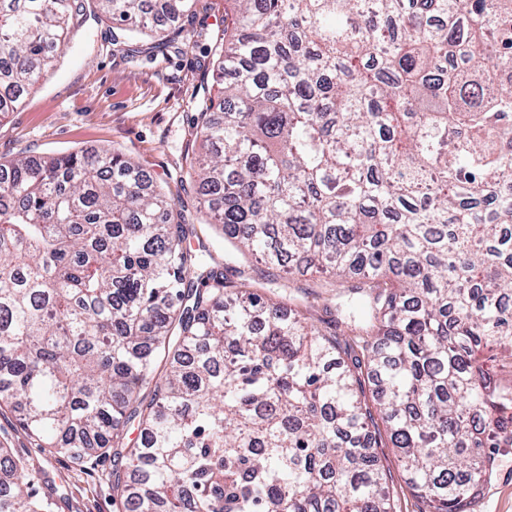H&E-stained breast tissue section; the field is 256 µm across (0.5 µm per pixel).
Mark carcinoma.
I'll return each instance as SVG.
<instances>
[{
	"label": "carcinoma",
	"mask_w": 512,
	"mask_h": 512,
	"mask_svg": "<svg viewBox=\"0 0 512 512\" xmlns=\"http://www.w3.org/2000/svg\"><path fill=\"white\" fill-rule=\"evenodd\" d=\"M198 112L227 258L333 282L341 349L273 278L232 281L118 149L0 164V400L38 448H125L119 512H470L512 439V0H229ZM131 35L194 0H96ZM73 0H0V117ZM169 371L158 376V355ZM154 384L152 395H140ZM142 435L132 445L125 427ZM0 448V512H53ZM377 451L392 476L396 510L399 512H420L422 504L413 496L411 490L404 483L395 449L390 445L389 447L377 448Z\"/></svg>",
	"instance_id": "cac0c4a2"
}]
</instances>
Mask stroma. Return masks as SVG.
<instances>
[{
	"label": "stroma",
	"instance_id": "obj_1",
	"mask_svg": "<svg viewBox=\"0 0 512 512\" xmlns=\"http://www.w3.org/2000/svg\"><path fill=\"white\" fill-rule=\"evenodd\" d=\"M224 3L195 0L191 22L166 19L161 34L130 40L92 0H81L56 70L0 120V163L21 155L118 149L164 188L216 261H223L224 239L205 221L189 179L188 146L196 140L199 97L218 93L205 73L213 44L195 32L223 25ZM0 447L56 489V512H117L112 453L79 464L68 454L34 447L19 426L18 412L8 408L0 410ZM471 512H512V446L496 450L492 473Z\"/></svg>",
	"mask_w": 512,
	"mask_h": 512
}]
</instances>
